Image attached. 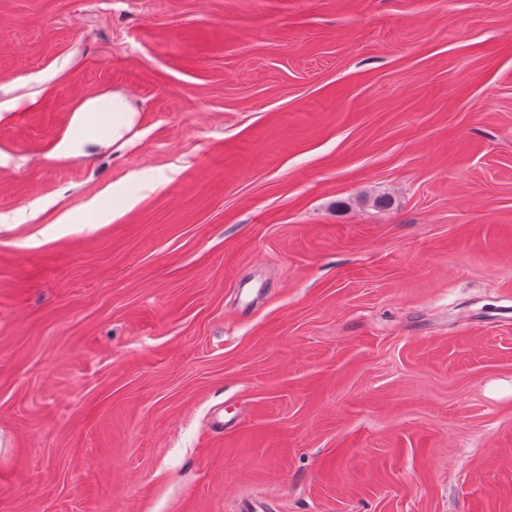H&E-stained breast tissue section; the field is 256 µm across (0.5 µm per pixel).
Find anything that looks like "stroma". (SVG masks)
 <instances>
[{"label": "stroma", "mask_w": 512, "mask_h": 512, "mask_svg": "<svg viewBox=\"0 0 512 512\" xmlns=\"http://www.w3.org/2000/svg\"><path fill=\"white\" fill-rule=\"evenodd\" d=\"M1 215L0 512H512V0H0ZM76 112L79 114L86 112L98 113L99 122H102L109 135L112 133V141L114 142L120 139L124 132L132 126L135 115V110L128 98L119 92L87 98ZM79 114L77 120L80 119Z\"/></svg>", "instance_id": "obj_1"}]
</instances>
